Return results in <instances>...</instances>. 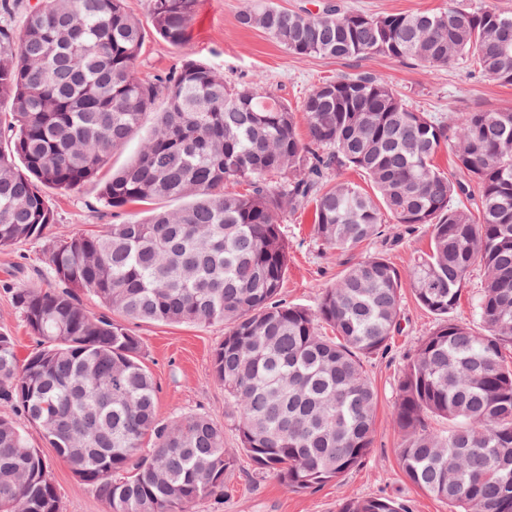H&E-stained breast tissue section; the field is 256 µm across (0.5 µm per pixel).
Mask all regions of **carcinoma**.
I'll return each mask as SVG.
<instances>
[{
	"label": "carcinoma",
	"mask_w": 512,
	"mask_h": 512,
	"mask_svg": "<svg viewBox=\"0 0 512 512\" xmlns=\"http://www.w3.org/2000/svg\"><path fill=\"white\" fill-rule=\"evenodd\" d=\"M195 6L151 0L155 32L183 44ZM239 23L297 56H383L432 69L465 60L512 84L508 13L373 16L331 2L317 13L288 12L248 0ZM143 44L123 0H39L21 33L0 25V102L10 106L0 140V249L43 241L55 281L12 291L37 348L21 361L0 331V401L42 432L107 512H193L224 493L235 457L209 415L157 418V387L129 323L221 322L212 375L240 451L294 491L322 486L371 448L377 395L365 361L388 349L397 330L402 275L371 255L324 289L316 309L284 302V215L314 204L313 235L340 252L380 237L387 223L424 225L430 250L408 277L437 324L399 379V461L451 512H512V366L504 355L512 348V112L445 123L364 73L304 97L305 143L295 112L261 92V79L232 84L200 61L146 79L137 69ZM138 134L136 159L105 181L100 200L109 208L186 204L93 234L48 237L55 215L47 191L95 180ZM444 148L460 177L433 164ZM342 169L364 173L373 193L332 178ZM229 180L248 192H224ZM476 263L484 271L479 331L451 317ZM85 294L120 319L89 313ZM430 415L447 419L448 432L430 428ZM147 433L150 448L142 447ZM0 512H62L40 449L9 415H0ZM340 512L406 510L367 497Z\"/></svg>",
	"instance_id": "obj_1"
}]
</instances>
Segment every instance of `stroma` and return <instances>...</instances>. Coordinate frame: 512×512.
Segmentation results:
<instances>
[{"label": "stroma", "mask_w": 512, "mask_h": 512, "mask_svg": "<svg viewBox=\"0 0 512 512\" xmlns=\"http://www.w3.org/2000/svg\"><path fill=\"white\" fill-rule=\"evenodd\" d=\"M345 10L368 14L440 11L448 8L494 10L512 13V0H334ZM245 0H197L188 37L181 46L159 38L150 24V0H125L129 13L144 26V52L137 67L141 77L164 75L189 58H197L223 72L232 83H245L262 76L264 88L292 108L324 81L361 73L384 76L419 111L450 118L465 112L512 111V85L485 80L467 64L433 70L380 56L336 59L299 57L288 53L267 35L242 27L238 15ZM99 181L72 192L50 191L54 210V236H71L121 224L136 217L148 218L147 204L123 209L104 207L99 199ZM283 231L288 240L289 260L280 296L287 303L315 308L323 288L329 287L351 264L369 254L385 256L407 273L415 258L430 248L426 227L387 225L384 235L341 253L321 246L312 233V212L286 213ZM42 245L26 242L0 250V329L14 338L18 358L36 347L11 289L28 281L52 285L41 257ZM435 324V317L403 288L400 329L383 354L366 364L378 395L375 432L365 461L339 479L322 487L293 491L278 478L255 471L252 461L238 447V434L224 413V389L211 372L213 348L224 337V326L136 322L132 328L145 348L144 362L157 385L159 419L174 411L204 412L224 427V445L236 450L233 469L224 481V494L198 504L195 512H339L350 498L386 497L404 504L409 512H450L448 504L417 488L403 472L398 447L400 435L394 422L399 377L418 341ZM28 441L40 448L61 501L62 512H107L105 503L83 484L70 467L50 448L41 432L26 428Z\"/></svg>", "instance_id": "stroma-1"}]
</instances>
